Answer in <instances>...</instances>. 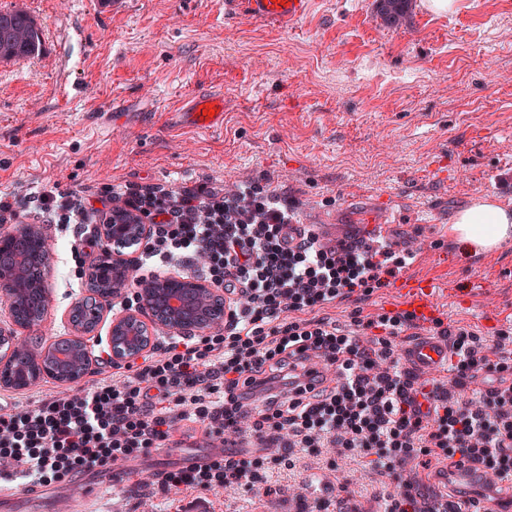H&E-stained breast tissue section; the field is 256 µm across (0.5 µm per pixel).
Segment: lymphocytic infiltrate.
I'll return each mask as SVG.
<instances>
[{"instance_id": "obj_1", "label": "lymphocytic infiltrate", "mask_w": 512, "mask_h": 512, "mask_svg": "<svg viewBox=\"0 0 512 512\" xmlns=\"http://www.w3.org/2000/svg\"><path fill=\"white\" fill-rule=\"evenodd\" d=\"M99 206L144 215L152 233L135 258L141 276L186 261L225 292L241 294L223 327L170 337L112 378L22 408H0V481L24 490L108 472L171 442L179 423L205 426L226 450L162 472L168 488L267 487L294 452L333 449L358 457L397 483L380 512H461L457 502L420 501L418 460L460 459L512 473V380L461 398L470 373L512 369V328L494 339L440 328L457 359L455 389L427 386L400 363L392 339L410 320L353 312L342 327L323 309L369 297L406 265L357 234L316 245L288 240L295 204L253 178L227 192L203 185L109 188ZM336 367L329 388H301L310 355ZM244 451H237V444Z\"/></svg>"}]
</instances>
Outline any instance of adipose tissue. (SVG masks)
Wrapping results in <instances>:
<instances>
[{
    "instance_id": "ef3b65f1",
    "label": "adipose tissue",
    "mask_w": 512,
    "mask_h": 512,
    "mask_svg": "<svg viewBox=\"0 0 512 512\" xmlns=\"http://www.w3.org/2000/svg\"><path fill=\"white\" fill-rule=\"evenodd\" d=\"M453 230L467 248L493 249L512 237V210L494 198H479L457 214Z\"/></svg>"
}]
</instances>
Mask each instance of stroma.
Instances as JSON below:
<instances>
[{
	"mask_svg": "<svg viewBox=\"0 0 512 512\" xmlns=\"http://www.w3.org/2000/svg\"><path fill=\"white\" fill-rule=\"evenodd\" d=\"M276 27L225 15L224 0H0L42 30L38 56L0 61V195L15 215L47 225L57 260L46 283L44 340L68 335L87 298L75 274L71 231L36 215L34 195L79 197L107 185L205 184L232 190L267 177L298 203L306 224H343L421 253L419 270L448 292L442 320L484 338L512 327V241L464 250L455 215L492 196L512 207V0H454L437 12L410 0L402 25L380 27L378 0H313ZM224 97V124L198 130L176 112L194 97ZM491 287L496 309L478 294ZM110 304L90 341L93 377L112 375ZM204 426L179 424L166 450L123 464L119 481L93 474L90 512H289L298 487L326 474L327 497L350 503L396 484L369 464L326 470L299 454L271 477L272 493L163 488L156 472L201 455Z\"/></svg>",
	"mask_w": 512,
	"mask_h": 512,
	"instance_id": "35a3bbf8",
	"label": "stroma"
}]
</instances>
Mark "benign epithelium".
<instances>
[{"mask_svg":"<svg viewBox=\"0 0 512 512\" xmlns=\"http://www.w3.org/2000/svg\"><path fill=\"white\" fill-rule=\"evenodd\" d=\"M99 237L112 244V273L89 286L91 301L74 305L68 313L72 334L45 343L32 336L37 320L24 317L21 303L27 298L25 286L38 285L36 275L24 270V257L29 242L37 238L48 245L45 226L22 224L0 235V252L15 257L12 269L13 295L5 297L11 331H0V388L23 391L41 380L40 372L67 383L79 382L88 371V340L102 318L100 301L118 299L131 286L137 289L139 304L134 309L112 317L109 346L112 362L131 364L151 347L152 333L200 335L223 325L228 314L224 290L196 276L165 272L145 280L134 276L129 253L147 240L148 219L121 214L112 223L96 226Z\"/></svg>","mask_w":512,"mask_h":512,"instance_id":"7a95c632","label":"benign epithelium"}]
</instances>
